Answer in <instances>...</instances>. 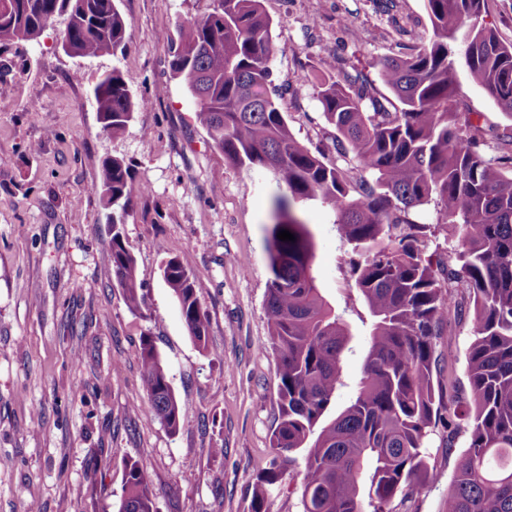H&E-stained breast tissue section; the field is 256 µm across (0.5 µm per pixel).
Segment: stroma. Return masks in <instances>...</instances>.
<instances>
[{
  "label": "stroma",
  "mask_w": 512,
  "mask_h": 512,
  "mask_svg": "<svg viewBox=\"0 0 512 512\" xmlns=\"http://www.w3.org/2000/svg\"><path fill=\"white\" fill-rule=\"evenodd\" d=\"M213 0H118L128 23L123 54L66 56L60 27L0 44V512H117L125 464L146 471L156 512H251L252 489L273 459L277 358L264 300L270 173L227 161L196 121L197 101L172 77L169 51L183 22ZM273 22L272 80L295 138L328 149L320 63L357 67L382 96L383 64L432 34L424 0H262ZM118 67L134 118L122 138L101 130L90 95L100 69ZM460 123L483 130L512 116L456 55ZM122 156L146 185L124 232L149 305L130 311L112 275L110 212L89 187L101 160ZM316 242L318 286L351 329L340 385L325 413L354 400L370 314L344 263L346 247L326 207L303 208ZM178 258L202 281L210 319L199 349L165 284L161 266ZM435 354L438 395L468 387L470 318L449 316ZM151 336L181 408L168 430L146 399L139 351ZM432 476L407 512H447L448 490L467 449L436 423L426 443ZM267 499L268 512H303V450L291 454ZM96 478H89V471Z\"/></svg>",
  "instance_id": "obj_1"
}]
</instances>
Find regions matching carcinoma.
Masks as SVG:
<instances>
[{
	"instance_id": "1",
	"label": "carcinoma",
	"mask_w": 512,
	"mask_h": 512,
	"mask_svg": "<svg viewBox=\"0 0 512 512\" xmlns=\"http://www.w3.org/2000/svg\"><path fill=\"white\" fill-rule=\"evenodd\" d=\"M432 35L416 52L383 67L398 101L361 72L320 84L323 115L336 129L334 158L299 143L271 84L272 21L261 0H214L211 12L180 27L169 68L197 100V120L235 165L274 177L267 253L271 278L265 311L277 354L278 418L271 448L305 450L304 512H397L430 479L426 439L436 422L435 340L445 314L472 313L469 397L448 380V448L463 432L448 512H512V126L458 125L453 57L462 49L473 78L512 115V44L478 23L485 0H425ZM69 12L72 56L98 58L125 50L127 22L116 0H0V43L33 40ZM103 131L122 136L135 102L122 72L100 73L92 86ZM90 191L112 210V273L132 311L147 307L123 224L134 195L131 164L101 163ZM434 202L443 221L419 224L410 209ZM317 203L336 216L350 247L347 264L367 305L370 334L355 400L319 434L340 383L351 339L341 314L322 296L313 273L314 236L293 211ZM281 230L295 240L282 241ZM457 237L446 256L428 252L431 238ZM163 277L194 340L206 345L210 321L199 303L202 284L182 263ZM145 409L175 432L181 409L151 337L139 352ZM283 470L257 478L252 512H266ZM118 512H155L146 472L127 462Z\"/></svg>"
}]
</instances>
